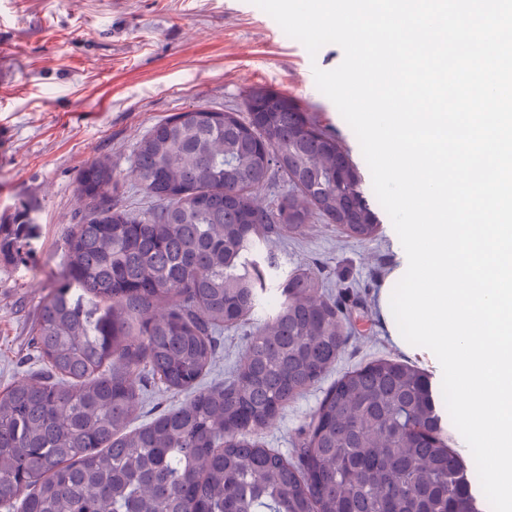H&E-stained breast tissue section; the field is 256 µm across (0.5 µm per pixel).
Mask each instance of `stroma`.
I'll list each match as a JSON object with an SVG mask.
<instances>
[{
  "label": "stroma",
  "instance_id": "35a3bbf8",
  "mask_svg": "<svg viewBox=\"0 0 512 512\" xmlns=\"http://www.w3.org/2000/svg\"><path fill=\"white\" fill-rule=\"evenodd\" d=\"M342 60L334 44L309 54L251 0H0V131L9 136L0 152V224L12 223L20 202L35 224L26 263L0 260V391L42 368L31 345L37 305L63 272L86 163L109 158L119 179L116 199L142 212L151 200L131 174L136 141L192 105L242 108L254 88L287 95L336 136L359 168L378 224L372 240L359 241L313 217L300 233L264 244L280 275L319 273L325 295L344 313L347 340L321 381L254 440L294 457L330 386L377 359L413 364L441 387L435 355L399 342L392 311L381 304L406 253L356 135L315 84L314 69L332 70ZM246 333L224 329L203 385L233 379Z\"/></svg>",
  "mask_w": 512,
  "mask_h": 512
}]
</instances>
